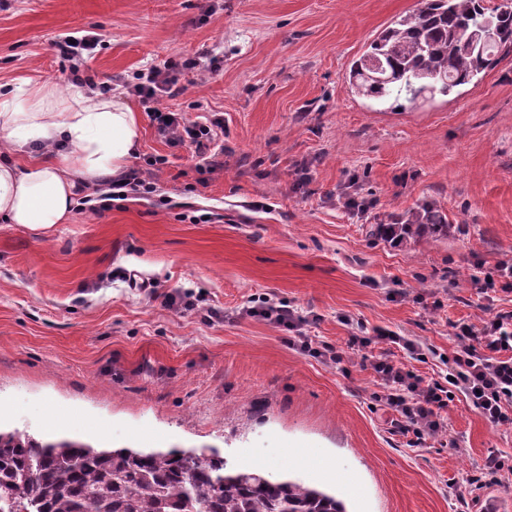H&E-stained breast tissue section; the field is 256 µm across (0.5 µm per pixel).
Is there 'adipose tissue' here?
<instances>
[{
	"instance_id": "ef3b65f1",
	"label": "adipose tissue",
	"mask_w": 512,
	"mask_h": 512,
	"mask_svg": "<svg viewBox=\"0 0 512 512\" xmlns=\"http://www.w3.org/2000/svg\"><path fill=\"white\" fill-rule=\"evenodd\" d=\"M138 138L133 110L100 93L64 95L31 78L0 84V145L48 148L25 164L0 160V221L51 233L69 221L81 187L125 168Z\"/></svg>"
}]
</instances>
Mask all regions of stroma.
I'll return each instance as SVG.
<instances>
[{"label":"stroma","instance_id":"1","mask_svg":"<svg viewBox=\"0 0 512 512\" xmlns=\"http://www.w3.org/2000/svg\"><path fill=\"white\" fill-rule=\"evenodd\" d=\"M417 0H0V83L72 88L51 44L80 30L88 66L126 102L124 77L173 55L223 53L188 82L224 115V168L199 185L193 148L138 112L139 154L167 156L147 196L104 212L75 206L43 236L0 223V429L107 448L220 450L228 466L290 470L334 488L349 512H512V486L464 487L512 429L463 397L420 447L375 407L359 354L345 369L302 354L287 330L241 316L267 297L316 315L317 340L346 347L349 316L450 352L452 323L512 311L481 293L512 258V54L446 97L401 110L356 96L353 60ZM310 182H302V168ZM365 215L339 201L349 180ZM432 200L456 233L404 246L372 236ZM203 210L210 222L193 224ZM152 278L158 295L129 277ZM191 293V309L161 293ZM444 305L416 301L417 292ZM332 457L340 476L316 469Z\"/></svg>","mask_w":512,"mask_h":512}]
</instances>
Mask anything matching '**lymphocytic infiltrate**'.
I'll return each mask as SVG.
<instances>
[{"instance_id": "lymphocytic-infiltrate-1", "label": "lymphocytic infiltrate", "mask_w": 512, "mask_h": 512, "mask_svg": "<svg viewBox=\"0 0 512 512\" xmlns=\"http://www.w3.org/2000/svg\"><path fill=\"white\" fill-rule=\"evenodd\" d=\"M216 55L171 57L133 73L126 80L128 93L137 98L158 136L173 147L190 145L199 159V174H211L224 167V118L208 114V105L195 100L189 110H173L168 99L185 91L181 79L205 70L217 71ZM206 113L198 121L197 113ZM168 159L146 155L141 165L110 178L101 202L126 199L128 194L152 193L149 174L161 171ZM243 315L292 332V343L302 353L324 362L340 365L344 350L315 342L307 336L310 316L285 302L267 299L243 307ZM457 343L444 365L442 379H425L410 368V361L423 362L431 347L387 328L366 330L358 327L348 347L361 350L364 366L370 367L381 386L373 398L394 415L397 432L406 436L410 446H420L437 436L445 427L444 414L451 391L460 392L466 403L491 426L512 427V312H498L480 324L453 323ZM347 347V348H348Z\"/></svg>"}]
</instances>
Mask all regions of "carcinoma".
Returning a JSON list of instances; mask_svg holds the SVG:
<instances>
[{
  "label": "carcinoma",
  "mask_w": 512,
  "mask_h": 512,
  "mask_svg": "<svg viewBox=\"0 0 512 512\" xmlns=\"http://www.w3.org/2000/svg\"><path fill=\"white\" fill-rule=\"evenodd\" d=\"M512 53V0H419L386 27L349 70L355 93L410 104L448 96ZM424 203L374 232L399 243L448 235ZM0 512H346L301 478L227 467L212 448L100 449L81 440L42 442L0 430Z\"/></svg>",
  "instance_id": "carcinoma-1"
}]
</instances>
